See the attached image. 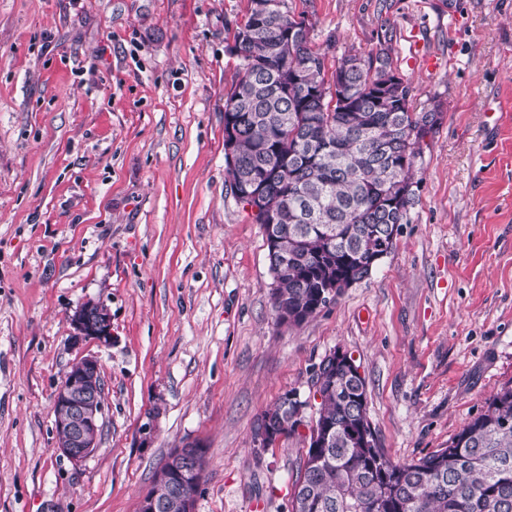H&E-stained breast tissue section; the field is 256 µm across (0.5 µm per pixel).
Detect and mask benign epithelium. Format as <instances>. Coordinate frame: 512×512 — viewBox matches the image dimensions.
Listing matches in <instances>:
<instances>
[{
	"label": "benign epithelium",
	"instance_id": "7a95c632",
	"mask_svg": "<svg viewBox=\"0 0 512 512\" xmlns=\"http://www.w3.org/2000/svg\"><path fill=\"white\" fill-rule=\"evenodd\" d=\"M356 284L351 278L333 282L317 293V307ZM73 343L77 346L112 344V320L94 301L81 304L71 315ZM103 384L101 365L94 355H82L71 365L54 396V425L58 449L78 464L98 448L101 431ZM205 449L198 446L176 448L160 467L155 483L166 495L150 489L140 500L138 512H195V498L201 485Z\"/></svg>",
	"mask_w": 512,
	"mask_h": 512
}]
</instances>
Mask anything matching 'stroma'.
<instances>
[{
    "instance_id": "obj_1",
    "label": "stroma",
    "mask_w": 512,
    "mask_h": 512,
    "mask_svg": "<svg viewBox=\"0 0 512 512\" xmlns=\"http://www.w3.org/2000/svg\"><path fill=\"white\" fill-rule=\"evenodd\" d=\"M247 2L0 0V512H138L196 444V512H290L309 429L253 436L290 390L314 419L338 348L396 461L512 383V0H286L330 68L391 29L413 111L443 105L394 251L298 325L276 321L263 229L225 171V46ZM87 301L111 345H72ZM83 354L102 430L76 465L53 399Z\"/></svg>"
}]
</instances>
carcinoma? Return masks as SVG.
Instances as JSON below:
<instances>
[{"instance_id":"cac0c4a2","label":"carcinoma","mask_w":512,"mask_h":512,"mask_svg":"<svg viewBox=\"0 0 512 512\" xmlns=\"http://www.w3.org/2000/svg\"><path fill=\"white\" fill-rule=\"evenodd\" d=\"M244 22L226 46L239 60L237 80L224 100L232 115L235 163L226 166L233 195L247 203L254 185L264 187L265 237L274 273V309L307 320L319 313L318 287L351 277L368 278L376 254L391 253L397 224L409 223L416 192L415 163L422 143L439 125L411 111L412 88L392 57L389 31L376 51L350 52L326 80L327 55L312 47L311 24L281 3L264 11V0H248ZM321 401L309 437L332 427L329 444L313 454L295 482L291 512H512V385L487 401L443 448L406 462L381 447L367 413L362 376L322 360L316 372ZM291 390L264 412L269 427L287 424L305 402ZM364 430L373 447L354 442L347 428Z\"/></svg>"}]
</instances>
